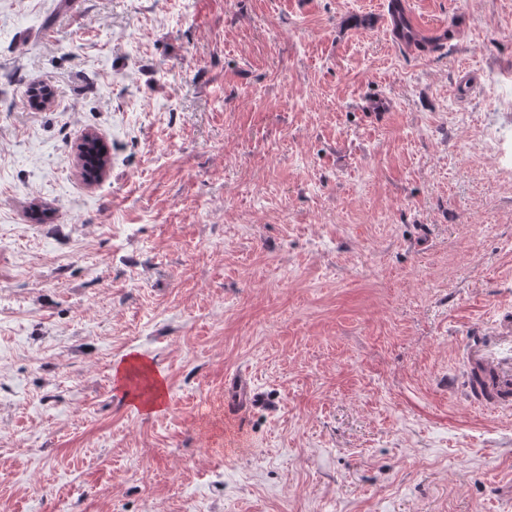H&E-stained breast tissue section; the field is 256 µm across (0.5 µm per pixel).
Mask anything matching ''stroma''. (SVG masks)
I'll return each instance as SVG.
<instances>
[{"mask_svg": "<svg viewBox=\"0 0 512 512\" xmlns=\"http://www.w3.org/2000/svg\"><path fill=\"white\" fill-rule=\"evenodd\" d=\"M407 3L441 49L382 0H0L11 512H512V416L448 388L512 309V0ZM387 20L389 25V18H390V25L389 30L390 34L395 40V42L398 44H405V37H404V27L401 23L400 17H402L403 23L408 26L410 29L413 28L412 25V14L409 13L407 9V5L404 2H393L392 0L387 1ZM488 148L494 155L496 165L506 163L512 169V130L511 134L495 133L489 146L484 143L478 148V153H486ZM80 148L82 153H79L77 158L81 165V172L86 179L94 181L108 165L109 151H106L105 146L96 136H92L90 140L85 138Z\"/></svg>", "mask_w": 512, "mask_h": 512, "instance_id": "obj_1", "label": "stroma"}]
</instances>
